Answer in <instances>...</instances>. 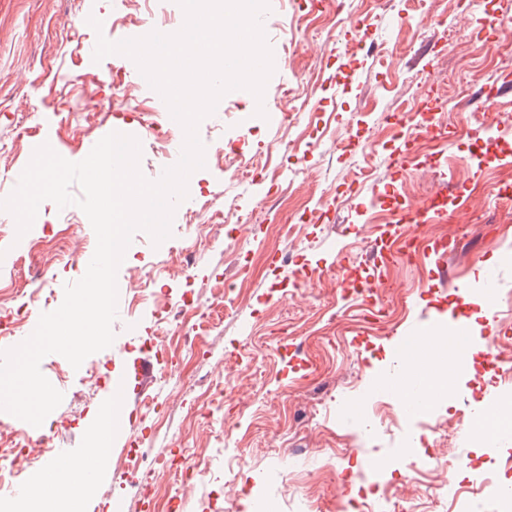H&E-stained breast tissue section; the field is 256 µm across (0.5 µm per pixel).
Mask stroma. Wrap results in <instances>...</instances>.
I'll use <instances>...</instances> for the list:
<instances>
[{"label":"stroma","mask_w":512,"mask_h":512,"mask_svg":"<svg viewBox=\"0 0 512 512\" xmlns=\"http://www.w3.org/2000/svg\"><path fill=\"white\" fill-rule=\"evenodd\" d=\"M136 9L131 24L125 0H0V200L36 147L78 162L116 127L139 130L146 178L178 162L183 141L166 138L177 123L137 65L93 59L98 36L141 37L148 22L184 16L176 0ZM262 22L275 61L263 102L245 90L220 100L199 126L205 166L188 180L171 237L156 245L136 232L118 268L114 341L86 359L106 383L50 354L40 370L61 404L39 427L0 415V427L51 446L0 488V512H32L33 488L84 458L112 400L141 422L113 432L86 512H367L382 497L392 512H500L497 497L471 495L469 471L512 487V440L483 448L456 428L502 392L482 333L467 369L447 357L449 398L412 415L389 383L408 335L444 334L452 318L483 326L496 316L497 350L512 357V80L497 77L512 49V0H269ZM114 67L125 84L110 109L65 115L62 76L104 82ZM427 96L436 109L416 111ZM443 130L458 136L438 142ZM406 133L420 156L407 158ZM423 202L439 209L435 223L408 219ZM190 211L211 225L207 241L186 223ZM0 239L10 243L0 250V321L36 296L1 342L11 348L84 276L96 236L81 209L47 200L22 236L0 210ZM238 277L224 305L220 284ZM186 302L208 315L203 350L160 355L150 343L166 334L165 311ZM225 383L231 400L193 416L201 387ZM370 391L393 420L362 407ZM134 440L165 483L181 462L199 465L193 487L169 505L126 495L120 471ZM426 448L435 458L404 477L408 456Z\"/></svg>","instance_id":"35a3bbf8"}]
</instances>
